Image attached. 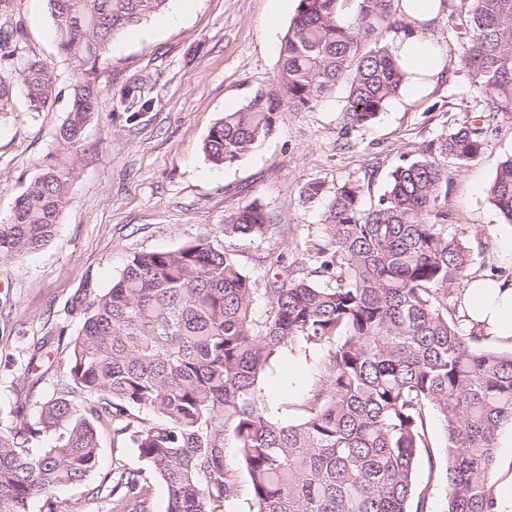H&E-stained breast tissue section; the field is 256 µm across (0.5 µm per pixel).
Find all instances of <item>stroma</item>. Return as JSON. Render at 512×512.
Wrapping results in <instances>:
<instances>
[{"mask_svg": "<svg viewBox=\"0 0 512 512\" xmlns=\"http://www.w3.org/2000/svg\"><path fill=\"white\" fill-rule=\"evenodd\" d=\"M297 6L298 0H169L164 14L114 37L53 237L36 252L0 262V428L38 417L68 374L66 343L81 327L70 313L73 297L87 288L105 291L134 254L175 249L203 235L223 249L226 222L257 203L275 233L228 245L244 270L263 274L318 229V210L300 202L308 182L358 180L366 201L376 200L402 159L481 115L484 96L470 84L463 43L449 32L443 8L423 26L445 63L442 76L413 100H390L353 146L338 143L347 95L340 86L313 109L281 112L275 134L239 162L211 164L202 152L209 130L273 83ZM0 12L24 17V54L66 87L71 71L58 53L46 0H0ZM167 14L175 23L164 22ZM137 79L140 95L119 99V90ZM68 107L63 96L33 113L23 92H14L12 112L0 116L1 220L48 163L68 161L55 140ZM511 154L507 115L495 122L479 159L448 166L452 224L481 276L512 273L504 250L512 224L503 223L487 195L498 163ZM321 371L318 352H283L267 372L264 395L281 417L294 418ZM98 434L99 470L81 485L56 490L57 512H123L112 488L142 462L135 448L115 447L111 426L100 425Z\"/></svg>", "mask_w": 512, "mask_h": 512, "instance_id": "1", "label": "stroma"}]
</instances>
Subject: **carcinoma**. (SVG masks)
Returning <instances> with one entry per match:
<instances>
[{
	"label": "carcinoma",
	"instance_id": "carcinoma-1",
	"mask_svg": "<svg viewBox=\"0 0 512 512\" xmlns=\"http://www.w3.org/2000/svg\"><path fill=\"white\" fill-rule=\"evenodd\" d=\"M57 47L72 72L69 108L56 139L74 158L96 112L101 61L114 36L160 12L167 0H46ZM299 0L283 37L274 83L224 113L203 143L230 166L277 130L283 110L314 108L347 88L341 136L373 124L406 74L367 38L393 19L396 0ZM448 27L463 29L464 65L485 96L480 122L442 132L387 175L369 206L364 186L306 184L301 202L320 228L296 246L286 270L252 275L230 247L208 238L134 255L101 293L83 290L70 312L82 319L68 343V376L37 420L0 428V512H29L97 469L96 422L136 448L167 490L166 512H425L421 457L440 469L428 420L446 436L448 512H495L490 479L499 431L512 423V349L457 315L475 279L472 248L450 231L448 159H477L494 120L512 114V0H448ZM21 17L0 22V112L15 88L40 112L62 96L36 59L22 55ZM70 168L50 163L0 224V261L44 246L68 203ZM489 199L512 224V155ZM273 225L249 205L224 235L266 237ZM267 299L261 315L255 303ZM320 353L323 375L294 419L264 396L270 362L286 349ZM150 412L152 421L143 416ZM47 448H31L43 434ZM236 449L234 457L226 449ZM142 471L125 476L123 507L150 512Z\"/></svg>",
	"mask_w": 512,
	"mask_h": 512
}]
</instances>
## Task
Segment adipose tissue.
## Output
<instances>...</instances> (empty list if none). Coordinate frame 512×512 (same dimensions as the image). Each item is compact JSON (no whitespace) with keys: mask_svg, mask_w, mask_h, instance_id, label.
<instances>
[{"mask_svg":"<svg viewBox=\"0 0 512 512\" xmlns=\"http://www.w3.org/2000/svg\"><path fill=\"white\" fill-rule=\"evenodd\" d=\"M401 8L407 26L395 35L391 50L408 74L404 90L412 99L429 86L443 68L432 43L420 31L423 23L437 15L441 0H401ZM464 303L470 320L484 325L499 339L512 338V283L474 280L465 291Z\"/></svg>","mask_w":512,"mask_h":512,"instance_id":"adipose-tissue-1","label":"adipose tissue"}]
</instances>
